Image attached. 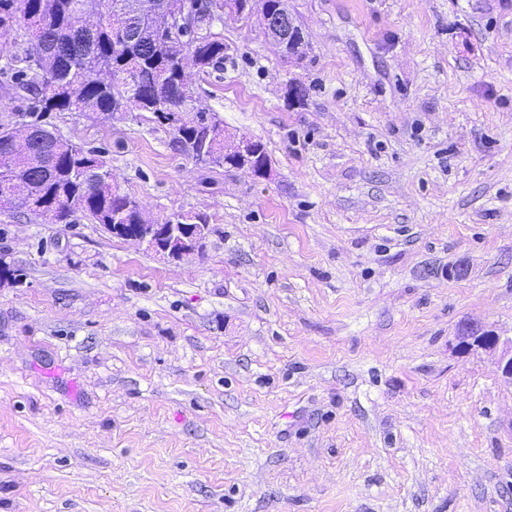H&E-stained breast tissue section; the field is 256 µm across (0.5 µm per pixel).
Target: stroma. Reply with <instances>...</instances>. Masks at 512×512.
Returning a JSON list of instances; mask_svg holds the SVG:
<instances>
[{
	"mask_svg": "<svg viewBox=\"0 0 512 512\" xmlns=\"http://www.w3.org/2000/svg\"><path fill=\"white\" fill-rule=\"evenodd\" d=\"M204 27L195 110L270 171L184 152L150 112H55L173 260L84 212L0 210V512H512V0H288ZM0 35V126L27 102ZM299 86L302 98L288 93ZM224 149V166L229 165L233 168H248L255 176L263 177L268 172V159L256 158L260 152L257 149L256 141L242 138L238 142H228L224 136L222 142ZM257 160V161H256ZM458 347L468 350L476 346L485 351L498 353V364L504 380L512 385V336L502 338L493 330L478 327H467L459 336Z\"/></svg>",
	"mask_w": 512,
	"mask_h": 512,
	"instance_id": "obj_1",
	"label": "stroma"
}]
</instances>
